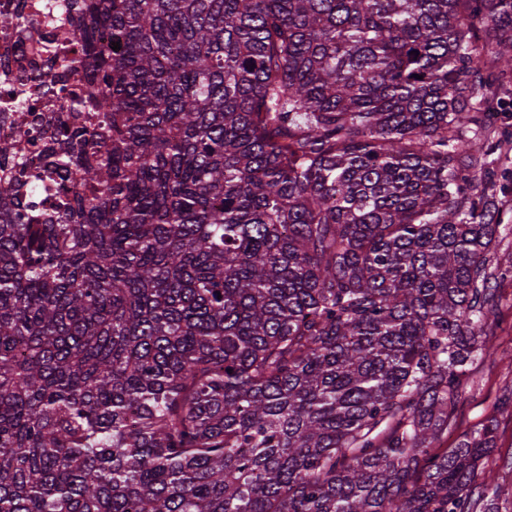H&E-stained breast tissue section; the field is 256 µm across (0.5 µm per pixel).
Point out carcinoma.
Segmentation results:
<instances>
[{"label":"carcinoma","mask_w":512,"mask_h":512,"mask_svg":"<svg viewBox=\"0 0 512 512\" xmlns=\"http://www.w3.org/2000/svg\"><path fill=\"white\" fill-rule=\"evenodd\" d=\"M66 2L12 21L0 512H499L497 418L436 444L498 357L512 0ZM472 101L477 102L490 112H498L495 126L491 129L497 136L503 137L511 135L512 112H505L511 109L512 104V78L510 76L494 93L484 89L475 90ZM502 102L506 104L503 106ZM508 105L510 107H507ZM500 107H503L502 112L499 111ZM488 166L497 173L495 182L487 186L495 193L501 209L498 254L512 257V150L504 147L488 156Z\"/></svg>","instance_id":"obj_1"}]
</instances>
